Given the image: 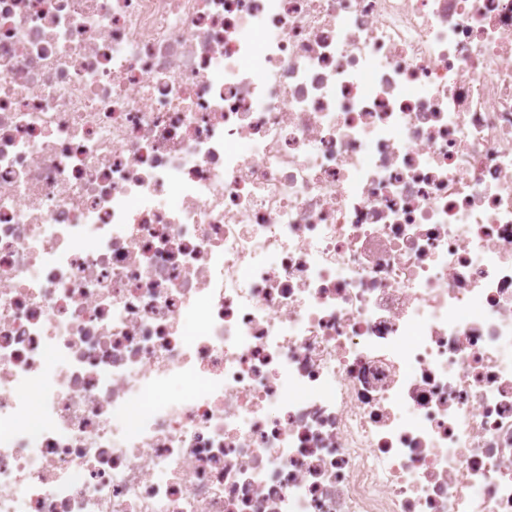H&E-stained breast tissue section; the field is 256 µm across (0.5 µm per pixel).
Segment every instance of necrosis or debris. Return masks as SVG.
Listing matches in <instances>:
<instances>
[{
    "label": "necrosis or debris",
    "mask_w": 512,
    "mask_h": 512,
    "mask_svg": "<svg viewBox=\"0 0 512 512\" xmlns=\"http://www.w3.org/2000/svg\"><path fill=\"white\" fill-rule=\"evenodd\" d=\"M0 512H512V0H0Z\"/></svg>",
    "instance_id": "4bbe7bcc"
}]
</instances>
